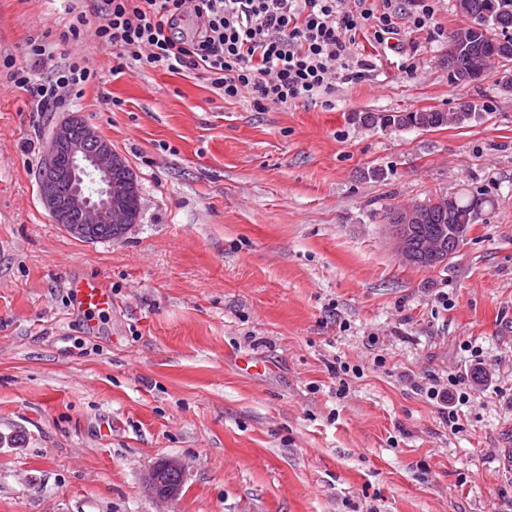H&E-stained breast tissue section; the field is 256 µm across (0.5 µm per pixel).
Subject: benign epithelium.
Here are the masks:
<instances>
[{
  "instance_id": "benign-epithelium-1",
  "label": "benign epithelium",
  "mask_w": 512,
  "mask_h": 512,
  "mask_svg": "<svg viewBox=\"0 0 512 512\" xmlns=\"http://www.w3.org/2000/svg\"><path fill=\"white\" fill-rule=\"evenodd\" d=\"M45 165L52 179L67 188L60 193L50 183L41 185L42 202L54 222L76 212L85 224H123L129 229L134 226V214L128 207L127 197L130 192H138L136 178L131 173L125 188L112 187V170L125 168L127 163L81 115L73 114L56 126ZM159 473L155 466L145 473V488L158 498L177 499L183 482L163 484Z\"/></svg>"
}]
</instances>
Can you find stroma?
I'll use <instances>...</instances> for the list:
<instances>
[{"instance_id":"35a3bbf8","label":"stroma","mask_w":512,"mask_h":512,"mask_svg":"<svg viewBox=\"0 0 512 512\" xmlns=\"http://www.w3.org/2000/svg\"><path fill=\"white\" fill-rule=\"evenodd\" d=\"M67 20L58 0H0V60ZM434 21L443 37L358 35L373 69L331 109L259 110L87 41L67 50L99 82L36 112L0 68V512H512V91L451 84L468 19L439 0ZM464 101L463 128L358 119ZM73 112L137 178L120 239L80 241L41 201ZM464 187L493 210L448 263L403 262L385 209ZM84 275L112 291L91 319L66 288ZM473 346L453 431L422 387ZM341 362L360 370L342 395ZM165 458L186 465L174 501L142 481Z\"/></svg>"}]
</instances>
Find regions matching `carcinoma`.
<instances>
[{"mask_svg":"<svg viewBox=\"0 0 512 512\" xmlns=\"http://www.w3.org/2000/svg\"><path fill=\"white\" fill-rule=\"evenodd\" d=\"M456 8L471 20L490 15V25L472 32L468 27L453 31L449 45L467 43V51L448 52V71L469 69L473 65L493 67L496 61H512V40L503 43L496 38V29L512 30V8L501 10V0H456ZM477 106L470 101L460 103L455 112L422 110L419 112L367 113L359 121L367 126L383 128L439 129L449 124L464 125L476 117ZM454 204L448 205V196L438 195L417 204V219L408 220L401 205H392L385 211L388 224L401 227L409 236L411 260L418 267H436L452 258L464 241L471 225L477 223L493 202L479 192L465 190L453 195ZM125 235L121 224H82L81 240L98 241L119 239ZM444 239V250L432 261L420 256V242L427 237Z\"/></svg>","mask_w":512,"mask_h":512,"instance_id":"carcinoma-1","label":"carcinoma"}]
</instances>
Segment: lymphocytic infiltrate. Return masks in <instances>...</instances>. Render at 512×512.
Masks as SVG:
<instances>
[{"label": "lymphocytic infiltrate", "mask_w": 512, "mask_h": 512, "mask_svg": "<svg viewBox=\"0 0 512 512\" xmlns=\"http://www.w3.org/2000/svg\"><path fill=\"white\" fill-rule=\"evenodd\" d=\"M436 0H99L94 15L70 5L59 43L28 39L23 63L5 59L9 80L36 111L80 95L98 72L83 57L60 58L59 47L86 39L112 48L139 69L192 74L224 100L257 108L296 101L332 106L337 80L361 79L370 65L353 58L360 31L388 42L399 20L430 28ZM193 14L197 29L178 24ZM45 76H37V69Z\"/></svg>", "instance_id": "lymphocytic-infiltrate-1"}]
</instances>
